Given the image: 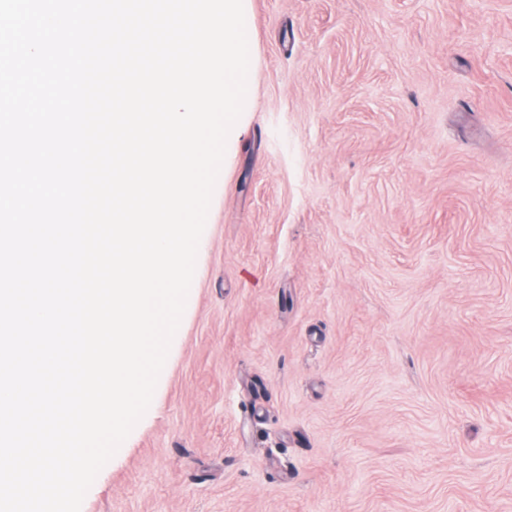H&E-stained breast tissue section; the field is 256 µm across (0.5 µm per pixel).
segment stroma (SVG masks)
<instances>
[{
	"label": "stroma",
	"mask_w": 512,
	"mask_h": 512,
	"mask_svg": "<svg viewBox=\"0 0 512 512\" xmlns=\"http://www.w3.org/2000/svg\"><path fill=\"white\" fill-rule=\"evenodd\" d=\"M152 402L81 512H512V0H249Z\"/></svg>",
	"instance_id": "stroma-1"
}]
</instances>
